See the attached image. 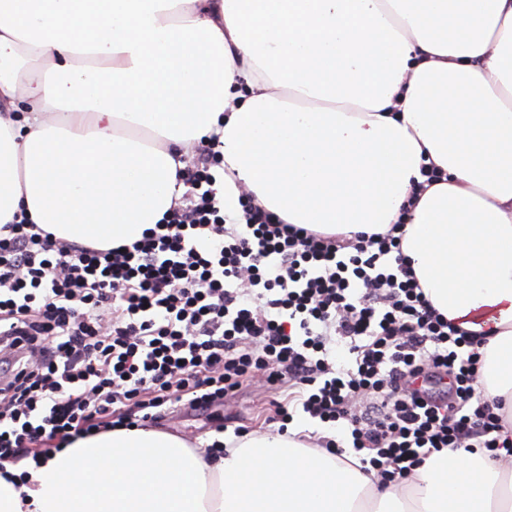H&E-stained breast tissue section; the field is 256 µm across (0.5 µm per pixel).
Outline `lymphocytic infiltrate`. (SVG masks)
I'll list each match as a JSON object with an SVG mask.
<instances>
[{
  "label": "lymphocytic infiltrate",
  "instance_id": "lymphocytic-infiltrate-1",
  "mask_svg": "<svg viewBox=\"0 0 512 512\" xmlns=\"http://www.w3.org/2000/svg\"><path fill=\"white\" fill-rule=\"evenodd\" d=\"M217 138L179 170L162 224L125 248L0 226V464L209 406L262 374L279 422L331 425L318 447L363 453L400 484L446 448H504L480 354L431 305L394 231L350 241L284 223L242 191L225 214Z\"/></svg>",
  "mask_w": 512,
  "mask_h": 512
}]
</instances>
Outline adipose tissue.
Here are the masks:
<instances>
[{"instance_id":"obj_1","label":"adipose tissue","mask_w":512,"mask_h":512,"mask_svg":"<svg viewBox=\"0 0 512 512\" xmlns=\"http://www.w3.org/2000/svg\"><path fill=\"white\" fill-rule=\"evenodd\" d=\"M211 134L225 213L245 189L330 236L402 223L512 438V0H0V225L132 243ZM299 433L211 455L115 428L9 466L0 512H512L488 449L433 453L403 491Z\"/></svg>"}]
</instances>
